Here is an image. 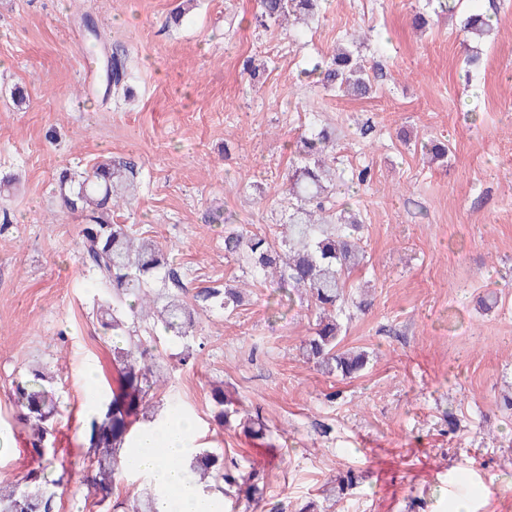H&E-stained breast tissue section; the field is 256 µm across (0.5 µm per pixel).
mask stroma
Returning a JSON list of instances; mask_svg holds the SVG:
<instances>
[{
    "label": "stroma",
    "mask_w": 512,
    "mask_h": 512,
    "mask_svg": "<svg viewBox=\"0 0 512 512\" xmlns=\"http://www.w3.org/2000/svg\"><path fill=\"white\" fill-rule=\"evenodd\" d=\"M494 31L464 65L463 14ZM257 0H0V483L38 467L13 385L47 364L61 396V512H99L83 484V428L117 373L96 319L102 292L78 258L81 220L58 211L63 169L133 159L140 187L115 223L157 239L189 292L240 288L234 309L199 312L194 336L159 338L166 382L152 400L198 423L201 447L259 478L261 499L223 512H512V0H325L307 27L255 20ZM428 23L416 30L412 18ZM357 46L368 97L323 88L312 68ZM125 53L129 95L89 93L94 33ZM336 140L334 210L360 214L366 311L341 317L369 363L343 379L302 356L316 312L225 255V227L280 237L296 144ZM447 143V161L424 147ZM369 169L367 183L355 175ZM497 295L482 311L478 299ZM192 348L194 358L179 357ZM235 410L215 420L214 386ZM257 420L255 436L243 429Z\"/></svg>",
    "instance_id": "35a3bbf8"
}]
</instances>
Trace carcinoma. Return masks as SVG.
<instances>
[{
	"instance_id": "1",
	"label": "carcinoma",
	"mask_w": 512,
	"mask_h": 512,
	"mask_svg": "<svg viewBox=\"0 0 512 512\" xmlns=\"http://www.w3.org/2000/svg\"><path fill=\"white\" fill-rule=\"evenodd\" d=\"M318 0H259L257 21L281 25L290 17L314 14ZM466 37L481 40L493 31L490 18L479 12L468 14L462 24ZM125 59L112 55V86L125 84ZM319 81L325 87L364 98L373 89L368 70L352 51L340 47L325 65L319 67ZM331 141L326 128L313 129L300 140L297 161L288 171L287 234L273 243L258 234L228 230L224 251L237 255L256 275H279L280 282L307 299L319 311L312 336L302 350L307 361L320 371L353 378L367 363L365 354L342 351V325L339 312L350 292L352 273L365 260V252L355 233L360 222L329 206L335 170L325 149ZM138 184L137 165L131 159L114 157L82 172L65 169L58 175L54 197L59 207L84 221L79 260L98 275L104 294L97 301L102 326L112 331V364L116 368L117 392L86 423L84 439L91 462L88 494L96 505L112 512H155L153 495L127 502L113 499L115 475L120 468L123 446L132 439L133 419L148 408L151 393L159 387L154 340L141 337V323L159 322L161 329L178 337H189L196 311L181 296L146 292L149 281L173 275L168 258L151 237H136L123 224L112 223V212L126 204ZM196 301L217 303L227 309L242 302L241 292L205 288ZM18 419L29 426L32 451L44 459L14 484L0 483V512H60L52 477L53 461L44 458L42 448L54 432L59 414V395L51 373L33 369L29 378L13 389ZM187 468L210 494L231 497L241 491L244 476L224 470L220 455L196 449L177 461Z\"/></svg>"
}]
</instances>
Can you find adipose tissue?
Here are the masks:
<instances>
[{
	"label": "adipose tissue",
	"mask_w": 512,
	"mask_h": 512,
	"mask_svg": "<svg viewBox=\"0 0 512 512\" xmlns=\"http://www.w3.org/2000/svg\"><path fill=\"white\" fill-rule=\"evenodd\" d=\"M195 442L192 418L179 411H165L162 422L143 423L134 432L124 466L149 477L157 512H217L216 502L200 493L190 475L176 464Z\"/></svg>",
	"instance_id": "obj_1"
}]
</instances>
